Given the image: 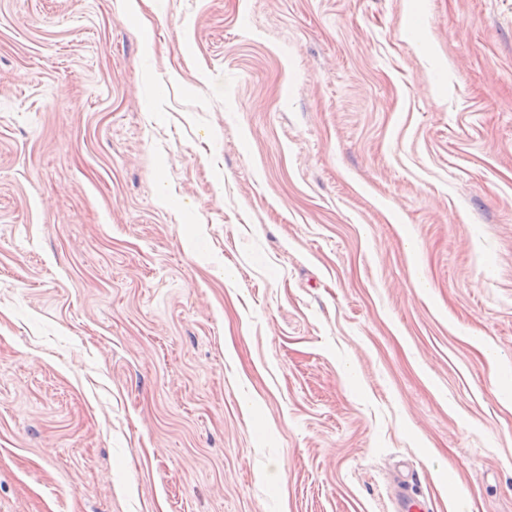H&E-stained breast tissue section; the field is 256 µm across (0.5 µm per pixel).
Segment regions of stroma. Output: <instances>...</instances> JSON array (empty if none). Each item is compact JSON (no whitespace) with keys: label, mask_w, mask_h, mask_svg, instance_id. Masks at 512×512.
I'll list each match as a JSON object with an SVG mask.
<instances>
[{"label":"stroma","mask_w":512,"mask_h":512,"mask_svg":"<svg viewBox=\"0 0 512 512\" xmlns=\"http://www.w3.org/2000/svg\"><path fill=\"white\" fill-rule=\"evenodd\" d=\"M0 0V512H512V0ZM417 488L418 479L413 474L398 478L393 498L394 512H429L426 501L415 494Z\"/></svg>","instance_id":"obj_1"}]
</instances>
